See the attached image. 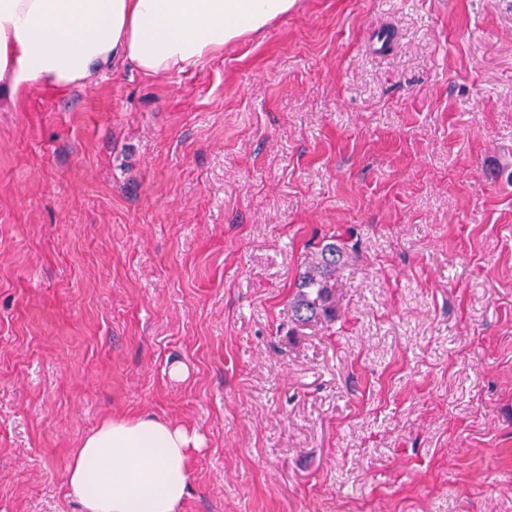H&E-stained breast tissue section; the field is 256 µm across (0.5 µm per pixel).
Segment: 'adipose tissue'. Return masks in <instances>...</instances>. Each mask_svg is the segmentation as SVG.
<instances>
[{
  "label": "adipose tissue",
  "mask_w": 512,
  "mask_h": 512,
  "mask_svg": "<svg viewBox=\"0 0 512 512\" xmlns=\"http://www.w3.org/2000/svg\"><path fill=\"white\" fill-rule=\"evenodd\" d=\"M296 0H0V81L66 89L124 62L183 72L262 30ZM193 430L151 415H115L68 466L81 512H180Z\"/></svg>",
  "instance_id": "ef3b65f1"
}]
</instances>
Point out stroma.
<instances>
[{
  "label": "stroma",
  "instance_id": "obj_1",
  "mask_svg": "<svg viewBox=\"0 0 512 512\" xmlns=\"http://www.w3.org/2000/svg\"><path fill=\"white\" fill-rule=\"evenodd\" d=\"M352 250L293 330L304 258ZM181 512H512V0H297L192 71L0 82V512L110 415Z\"/></svg>",
  "mask_w": 512,
  "mask_h": 512
}]
</instances>
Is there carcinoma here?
Wrapping results in <instances>:
<instances>
[{
	"mask_svg": "<svg viewBox=\"0 0 512 512\" xmlns=\"http://www.w3.org/2000/svg\"><path fill=\"white\" fill-rule=\"evenodd\" d=\"M348 255L347 244L332 237L301 265L290 305L296 327L336 321V274Z\"/></svg>",
	"mask_w": 512,
	"mask_h": 512,
	"instance_id": "cac0c4a2",
	"label": "carcinoma"
}]
</instances>
